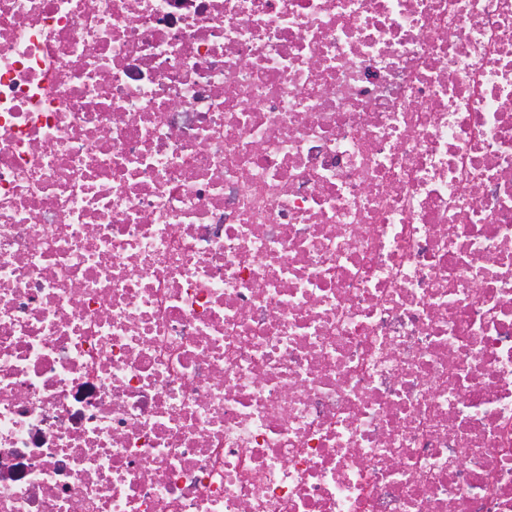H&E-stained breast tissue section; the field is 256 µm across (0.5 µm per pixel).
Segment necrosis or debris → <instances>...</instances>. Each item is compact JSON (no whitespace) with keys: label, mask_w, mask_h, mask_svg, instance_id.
<instances>
[{"label":"necrosis or debris","mask_w":512,"mask_h":512,"mask_svg":"<svg viewBox=\"0 0 512 512\" xmlns=\"http://www.w3.org/2000/svg\"><path fill=\"white\" fill-rule=\"evenodd\" d=\"M0 512H512V0H0Z\"/></svg>","instance_id":"4bbe7bcc"}]
</instances>
